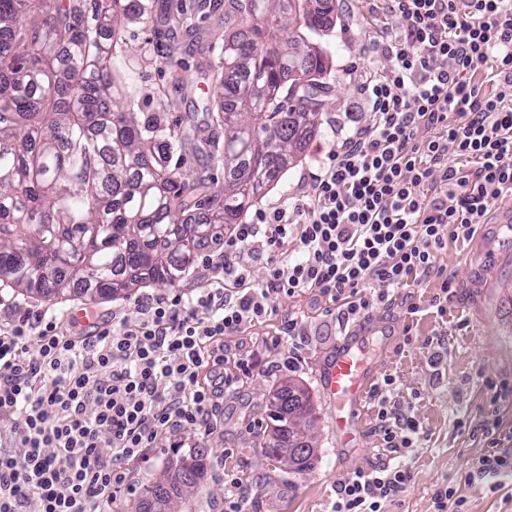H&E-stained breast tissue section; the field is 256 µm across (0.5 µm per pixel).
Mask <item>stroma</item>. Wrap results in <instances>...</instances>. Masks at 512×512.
Segmentation results:
<instances>
[{
	"instance_id": "stroma-1",
	"label": "stroma",
	"mask_w": 512,
	"mask_h": 512,
	"mask_svg": "<svg viewBox=\"0 0 512 512\" xmlns=\"http://www.w3.org/2000/svg\"><path fill=\"white\" fill-rule=\"evenodd\" d=\"M185 5L201 43L187 45L153 23H128L117 76L144 111L163 110L171 119L194 122L200 137L207 138L214 128L204 113V75L224 43V3L216 0L214 7L205 9L198 0H185ZM371 7L370 0H336V12L319 38L333 69L330 89L322 97L319 126L298 162L258 200L256 209L306 195L311 172L327 161L348 117L368 121L362 86L389 60L368 55L367 46L380 28L396 30L403 25L401 17L382 16ZM446 278L453 280L454 294L441 313L432 299ZM276 308L266 321L234 335V342L252 351L253 367L233 394L225 396L213 432L197 435L186 429L163 434L146 459L129 463L124 512H141L146 487L191 448L206 449L207 457L197 492L179 499L178 512H224L228 475L252 487L251 512H330L338 479L369 468L381 451L373 398L361 404L357 437L345 444L323 392V368L346 342L365 346L373 354L375 382L395 378V401L415 414L424 431L419 447L406 457L412 483L387 503L386 512H432V497L446 484L456 488L467 512H512V485L496 490L481 478L463 480L464 472L488 451L487 439L473 433V426L496 419L498 447L512 454V196L491 204L486 224L473 236L449 241L436 258L434 274L420 286L401 290L396 301L379 305L346 330H339L327 316L324 300L312 290L280 300ZM25 310H46L63 319L79 310L102 321L116 310L132 323L140 317L131 297L92 303L77 293L61 301L0 289V321ZM288 319L297 320L303 330L298 362L273 374L269 368L283 352L279 327ZM437 351L442 354L438 360L433 357ZM287 379L305 387L316 415L317 440L300 473L286 472L265 453L271 433L269 402ZM490 381L500 392L498 400L490 398ZM463 418L471 422V429L458 428Z\"/></svg>"
}]
</instances>
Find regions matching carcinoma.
<instances>
[{
  "instance_id": "1",
  "label": "carcinoma",
  "mask_w": 512,
  "mask_h": 512,
  "mask_svg": "<svg viewBox=\"0 0 512 512\" xmlns=\"http://www.w3.org/2000/svg\"><path fill=\"white\" fill-rule=\"evenodd\" d=\"M224 0V48L208 118L224 139L198 140L165 112H141L116 68L131 19L169 28L187 22L178 3L156 0H0V283L19 294L91 301L128 297L142 284L175 286L198 251L296 162L317 126L327 56L309 52L336 0ZM290 14L288 24L281 15ZM294 78L292 93L286 78ZM203 152L224 170L171 167L178 152ZM270 458L312 447L314 412L294 383L272 397ZM205 450L179 459L192 489ZM166 507L162 483L147 487Z\"/></svg>"
}]
</instances>
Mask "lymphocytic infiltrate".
I'll list each match as a JSON object with an SVG mask.
<instances>
[{
	"label": "lymphocytic infiltrate",
	"mask_w": 512,
	"mask_h": 512,
	"mask_svg": "<svg viewBox=\"0 0 512 512\" xmlns=\"http://www.w3.org/2000/svg\"><path fill=\"white\" fill-rule=\"evenodd\" d=\"M373 6L405 25L368 47L390 60L364 85L369 122L339 133L305 198L234 226L209 288L139 297L134 323L66 324L38 310L0 323V512H122L126 465L164 432H210L249 371L225 337L305 290L327 298L339 326L359 321L430 275L449 236L473 235L512 194V0ZM261 258L269 275L257 287ZM394 384L373 396L383 445L401 454L422 431L391 405ZM412 478L402 462L350 472L332 512H384Z\"/></svg>",
	"instance_id": "obj_1"
}]
</instances>
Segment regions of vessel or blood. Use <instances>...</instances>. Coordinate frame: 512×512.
Masks as SVG:
<instances>
[{"instance_id": "obj_1", "label": "vessel or blood", "mask_w": 512, "mask_h": 512, "mask_svg": "<svg viewBox=\"0 0 512 512\" xmlns=\"http://www.w3.org/2000/svg\"><path fill=\"white\" fill-rule=\"evenodd\" d=\"M373 375L365 352L346 348L326 366L323 391L333 406L336 431L344 441L356 436L355 414L364 401Z\"/></svg>"}]
</instances>
